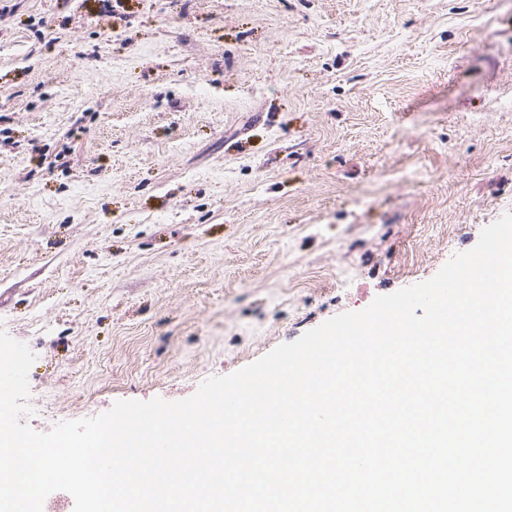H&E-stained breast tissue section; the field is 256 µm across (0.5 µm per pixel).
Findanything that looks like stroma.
Masks as SVG:
<instances>
[{
	"label": "stroma",
	"instance_id": "35a3bbf8",
	"mask_svg": "<svg viewBox=\"0 0 512 512\" xmlns=\"http://www.w3.org/2000/svg\"><path fill=\"white\" fill-rule=\"evenodd\" d=\"M512 212V0H0V331L39 432L180 400Z\"/></svg>",
	"mask_w": 512,
	"mask_h": 512
}]
</instances>
